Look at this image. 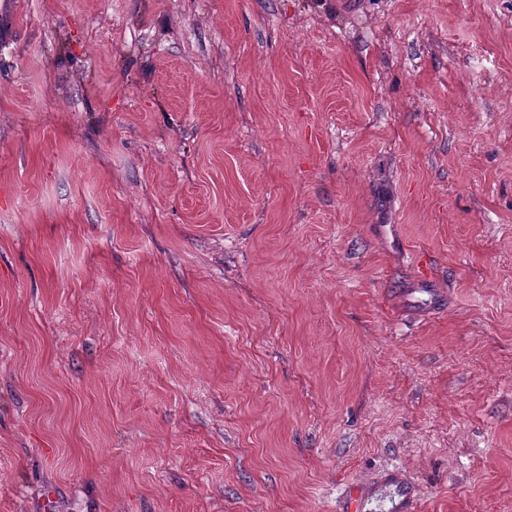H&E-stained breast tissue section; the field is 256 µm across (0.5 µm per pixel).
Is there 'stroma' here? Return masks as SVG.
<instances>
[{
  "label": "stroma",
  "instance_id": "stroma-1",
  "mask_svg": "<svg viewBox=\"0 0 512 512\" xmlns=\"http://www.w3.org/2000/svg\"><path fill=\"white\" fill-rule=\"evenodd\" d=\"M512 512V0H0V512ZM378 479L389 480L399 489L400 502L398 510L415 512L417 510V494L415 487L409 483L399 470H391L382 474ZM371 483H352L345 490L340 510L342 512H363L369 498Z\"/></svg>",
  "mask_w": 512,
  "mask_h": 512
}]
</instances>
